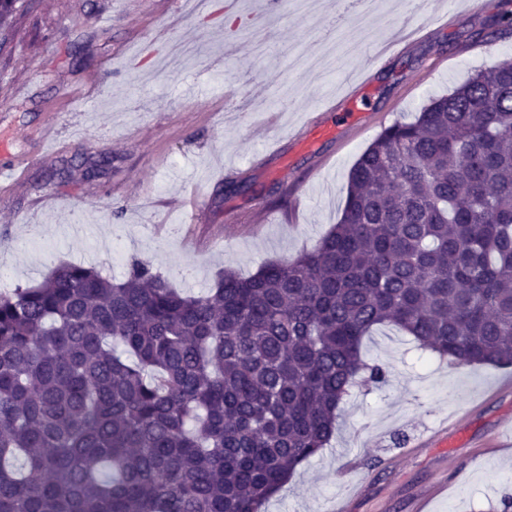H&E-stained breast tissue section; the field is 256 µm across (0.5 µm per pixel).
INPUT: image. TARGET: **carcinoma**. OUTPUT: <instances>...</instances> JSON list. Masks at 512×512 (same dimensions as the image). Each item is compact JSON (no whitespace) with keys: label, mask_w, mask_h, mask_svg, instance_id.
<instances>
[{"label":"carcinoma","mask_w":512,"mask_h":512,"mask_svg":"<svg viewBox=\"0 0 512 512\" xmlns=\"http://www.w3.org/2000/svg\"><path fill=\"white\" fill-rule=\"evenodd\" d=\"M377 326L512 367V58L385 127L293 258L200 296L143 261L0 294V512H264L331 445Z\"/></svg>","instance_id":"carcinoma-1"}]
</instances>
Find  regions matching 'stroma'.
<instances>
[{
    "label": "stroma",
    "instance_id": "stroma-1",
    "mask_svg": "<svg viewBox=\"0 0 512 512\" xmlns=\"http://www.w3.org/2000/svg\"><path fill=\"white\" fill-rule=\"evenodd\" d=\"M334 0L310 15L266 0H33L0 53V162L29 159L21 191L0 195V266L11 286L41 282L63 262L122 278L124 267L93 254L112 234L190 294L211 288L224 269L255 273L317 244L341 216L348 175L361 153L396 119L415 114L488 64L512 56V34L478 37L500 0H440L413 14L409 0H381L359 23L353 58L296 67L336 16ZM267 20L258 56L234 39L227 18ZM423 36L377 62L371 38L396 27ZM101 91L80 104L76 87ZM356 112L333 137H293L322 101ZM62 123L64 143L44 152L36 135ZM109 156L100 175L71 167L74 155ZM202 197L211 230L228 241L203 249L179 233L180 203ZM269 210L272 223H252ZM82 221L86 230L71 235ZM385 383L361 384L343 406L331 445L299 468L267 512H503L512 500V445L485 452L491 433L512 425V374L460 368L417 349L392 327L375 328L361 348ZM458 466L449 469V455Z\"/></svg>",
    "mask_w": 512,
    "mask_h": 512
}]
</instances>
